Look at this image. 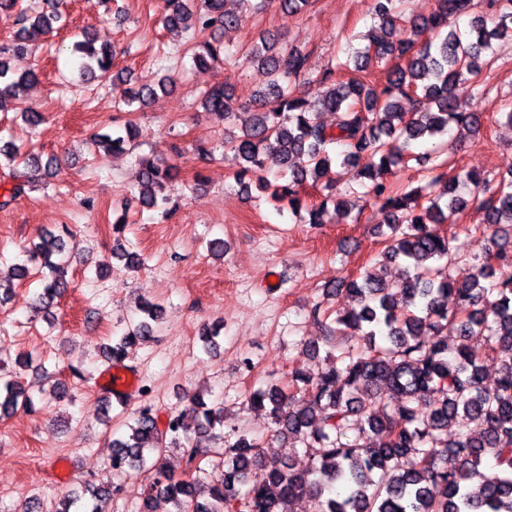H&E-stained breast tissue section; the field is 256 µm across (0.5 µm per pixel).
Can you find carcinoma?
I'll list each match as a JSON object with an SVG mask.
<instances>
[{
    "label": "carcinoma",
    "instance_id": "carcinoma-1",
    "mask_svg": "<svg viewBox=\"0 0 512 512\" xmlns=\"http://www.w3.org/2000/svg\"><path fill=\"white\" fill-rule=\"evenodd\" d=\"M252 3L259 9L277 7L284 13L308 10L313 0H166L163 24L190 33L188 51L194 66L235 67L239 59L225 50L220 33L238 22L228 6ZM64 0H49L47 9L18 14L13 42L0 47V112L18 111L29 126L42 121L41 112L27 106L28 93L40 81V71L15 72L11 57L68 25ZM497 17L487 22L472 12L467 27L445 30L448 17L474 8L473 0H438L428 17L410 14L404 0H370L374 21L362 35L365 46L347 51L345 60L316 75L317 91H300L301 78L312 74L310 54L280 45L274 33L260 36L245 57L269 78L250 105L243 134L225 143L238 165L237 183L246 175L275 202L292 211L305 209L310 224L323 223L328 204L347 207L335 187L321 178L335 164L329 148H345L343 163L365 194L379 205L384 247L371 264L344 288H326L328 296L345 294L353 305L336 311L324 324L328 334L325 367L313 376L296 369L288 385L278 383L249 394L254 408L268 410L274 433L293 441L311 460L305 470L290 463L268 462L258 438L239 434L231 441L220 431L224 403L194 394L184 408L172 412L165 427L149 405L135 410L125 431L112 436L109 463L120 479L152 462L153 484L134 512H152L157 498L174 512H288L290 503L307 497L315 512H512V172L489 179L472 171L446 178L439 145L415 153L421 141L451 132L461 139L480 127V113L464 108L474 78L491 70L496 47L512 38V0H491ZM409 31L395 40L392 31ZM71 52L81 59L83 82L124 84V71H113V50L96 45L87 30L74 35ZM380 68L386 84L377 89L364 74ZM167 75L157 82L126 88L115 104L142 108L158 93L175 87ZM425 98L435 109L413 106ZM204 112L224 121L235 115L233 94L221 84L205 92ZM321 112L336 114L327 127ZM138 136L129 125L122 134L102 133L95 142L106 151H126ZM274 156L280 181L265 176V157ZM14 185L12 197L53 175L56 159L9 140L0 145ZM414 160L431 173L428 186L396 190L385 179L393 167ZM176 178L173 167L140 161L137 201L169 215L167 194ZM485 211L492 228L490 247L468 273L454 275L463 262L454 237L438 233L435 224H456L468 202ZM72 255L64 239L49 231L24 248L13 265L12 278L24 280L37 266L39 287L29 300L32 316L48 317L57 300L71 288L65 267ZM401 261L406 281L394 288L386 278L387 265ZM455 305L448 308V297ZM162 306L148 300L139 306L137 323L112 332L100 349L104 364L117 366L151 337L152 323ZM453 329L459 343L448 350ZM485 336L488 361L496 364L494 385L483 380L484 360L471 353L470 336ZM30 354H20L12 372L0 375V418L34 408L24 384L32 366ZM40 401L61 405L73 400L70 388L56 379L41 391ZM457 426L448 440V425ZM209 437L219 442L210 449L213 474L196 467L188 477L174 478L162 462L163 452L179 448L196 459L194 441ZM495 471L481 470L486 460ZM121 492L89 482L46 506L32 496L23 512H107Z\"/></svg>",
    "mask_w": 512,
    "mask_h": 512
}]
</instances>
